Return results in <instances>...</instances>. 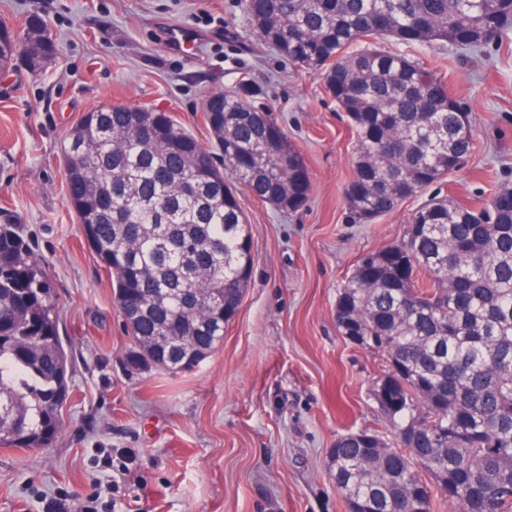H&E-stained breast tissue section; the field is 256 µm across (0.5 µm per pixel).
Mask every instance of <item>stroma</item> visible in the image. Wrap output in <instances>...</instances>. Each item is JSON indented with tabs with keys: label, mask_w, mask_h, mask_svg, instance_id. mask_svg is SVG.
I'll use <instances>...</instances> for the list:
<instances>
[{
	"label": "stroma",
	"mask_w": 512,
	"mask_h": 512,
	"mask_svg": "<svg viewBox=\"0 0 512 512\" xmlns=\"http://www.w3.org/2000/svg\"><path fill=\"white\" fill-rule=\"evenodd\" d=\"M242 0H0V25L42 16L58 44L38 72L0 71V223L20 224L50 273L73 344L72 393L56 442L0 448V512H344L328 451L350 431L394 435L373 390L382 359L336 329L337 290L363 253L402 239L419 198L369 224L345 189L355 139L319 73L289 64L246 30ZM204 41L171 54L163 30ZM415 57L468 109L476 149L443 192L482 204L512 185V35L476 55L439 44ZM248 82L303 154L308 204L290 212L239 191L250 224V286L224 343L194 370L128 371L130 341L112 281L86 245L61 144L90 111L171 113L204 146L215 92Z\"/></svg>",
	"instance_id": "stroma-1"
}]
</instances>
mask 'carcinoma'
Returning <instances> with one entry per match:
<instances>
[{"label":"carcinoma","instance_id":"cac0c4a2","mask_svg":"<svg viewBox=\"0 0 512 512\" xmlns=\"http://www.w3.org/2000/svg\"><path fill=\"white\" fill-rule=\"evenodd\" d=\"M250 31L320 73L355 133L345 201L370 223L440 184L475 149L469 112L445 77L383 49L439 43L478 52L512 32V0H244ZM206 149L167 112L104 106L61 147L84 239L112 279L129 371L193 370L224 342L254 255L237 186L291 212L311 179L271 110L246 84L214 94ZM336 327L381 356L394 403L390 445L336 440L329 472L348 512H512V186L480 207L436 192L403 239L360 256L339 289ZM71 346L55 284L20 233L0 225V447L38 450L61 431ZM425 470L433 480L420 477Z\"/></svg>","mask_w":512,"mask_h":512}]
</instances>
